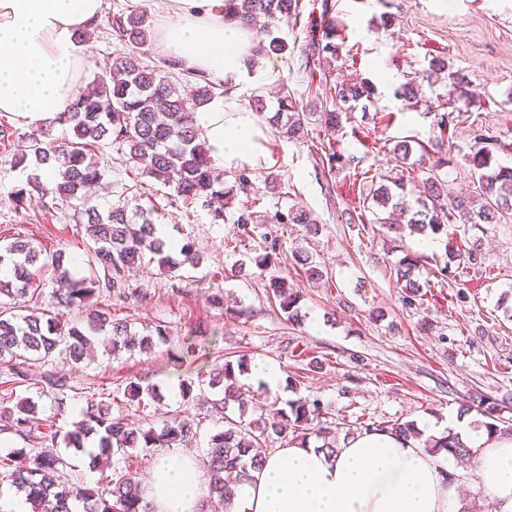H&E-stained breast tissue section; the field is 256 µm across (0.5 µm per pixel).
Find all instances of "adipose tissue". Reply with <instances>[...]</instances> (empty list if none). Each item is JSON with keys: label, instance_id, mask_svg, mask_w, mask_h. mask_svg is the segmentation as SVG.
I'll return each instance as SVG.
<instances>
[{"label": "adipose tissue", "instance_id": "adipose-tissue-1", "mask_svg": "<svg viewBox=\"0 0 512 512\" xmlns=\"http://www.w3.org/2000/svg\"><path fill=\"white\" fill-rule=\"evenodd\" d=\"M103 0H0V114L48 126L72 105L86 60L79 34L94 30ZM158 32L165 54L208 77L239 79L251 46L245 29L224 22L223 0H168ZM218 169L255 164L263 133L252 111L215 98L196 113ZM474 448L476 485L492 512H512V437L451 424ZM442 457L414 439L368 432L335 456L291 443L240 485V512H451L462 498ZM203 475L189 453L161 456L148 494L157 512H199Z\"/></svg>", "mask_w": 512, "mask_h": 512}]
</instances>
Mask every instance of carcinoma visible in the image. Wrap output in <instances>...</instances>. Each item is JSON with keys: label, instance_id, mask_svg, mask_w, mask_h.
Masks as SVG:
<instances>
[{"label": "carcinoma", "instance_id": "cac0c4a2", "mask_svg": "<svg viewBox=\"0 0 512 512\" xmlns=\"http://www.w3.org/2000/svg\"><path fill=\"white\" fill-rule=\"evenodd\" d=\"M302 0H224V21L238 23L251 31L256 53H282L286 45L271 36L278 25L298 22ZM333 0H322L319 16L306 22L309 49L302 52L304 68L314 72L338 54L337 27ZM109 25L113 33L128 43L132 50L105 62L102 72L81 92L68 112L53 123L66 127L70 133L53 136L50 128L35 130L25 138L18 163L29 172L14 186L7 199L21 210L33 199L56 210H74L86 217L90 273L82 275L71 269V262L57 252L46 256L33 242L16 237L0 247V297L11 300V306L0 308V366L9 370L11 382L29 381V367L46 363L55 354L68 362L79 364L92 353L95 340L101 335L111 337L112 355L139 351L151 353L168 342V331L156 325L145 334L131 331V325L114 319L106 308L93 306V301L126 299L133 294L128 275L134 269L156 263L175 273L185 266L196 267L201 261L193 242L173 248L156 235L151 213L126 206L111 205L100 209L89 204L88 191L97 189L112 194V181L101 167L97 153L108 145L121 155L122 162L132 166L137 182L148 186L161 185L172 196L185 202H209L214 198L227 201L251 188L250 171L244 168L231 175L215 168L208 154L200 128L189 120L212 99L228 94L229 88L213 82L201 71L185 68L171 58L157 63L146 62L140 52L151 41V30L142 15L118 11ZM444 75L451 86L464 83L465 76L448 68L443 59L431 60L422 81L434 85ZM374 95L368 81L340 84L333 105L320 113L321 124L334 130L342 123V114L351 111L348 103ZM308 113L303 104L283 84L278 106L267 122L280 137L299 140L305 135ZM477 148L464 156L471 166L474 191L455 196L448 189L442 169L453 159L442 155L443 140L432 144L400 140L392 149L398 176L388 183L371 185L370 199L382 208H390L406 217L404 224H390L388 230L403 238L404 233L433 234L446 224H509L512 222V167L493 162V152L500 149L494 136H476ZM420 159L434 156L430 168L421 179L423 195L412 202L406 191L408 161L414 152ZM301 224L306 234L319 231L317 220L300 208L286 212H267L262 219L254 213L241 212L236 223ZM420 267L419 257L408 253L394 267L396 284L403 288V299L412 306L420 297V285L414 273ZM52 270L51 290L43 273ZM271 297L278 302L290 323L300 320L299 295L284 277L269 279ZM250 364L243 356L235 362L216 363L209 372L208 386L217 395L214 407L224 412V429L208 441L207 473L211 498L233 512V485L253 479L271 454L268 443L276 439H299L307 442L314 436L327 455H336L332 426L321 421L320 401L299 398L288 403L289 410L274 409L267 417L245 422L249 406L246 387L239 376L248 372ZM39 390L58 396L63 404L64 393L70 389L67 377L45 373L37 380ZM128 396L159 398L153 384L130 383ZM237 405L239 417L227 414L230 404ZM488 418L484 427L490 432L512 436V425L495 422L497 405L488 398L471 400L460 405L459 413L472 411ZM38 403L20 401L10 414L6 429L34 444L38 452L25 464L14 466L0 459V487L3 485L25 495L31 512H154L147 502L141 484L130 471L103 476L105 484L98 491L72 482L66 477V461L57 453L43 451L41 446L61 442L77 451L85 447L88 436L98 437L97 459L110 462L112 456L138 448H165L193 440L194 421L188 418L163 419L144 427L112 417L111 405L101 401L87 402L84 418L74 429L61 432L55 418L37 421ZM368 432H388L404 438L421 439V431L411 422L390 425L367 424ZM423 440V439H421ZM424 447L437 454L445 451L463 461L473 454L453 433L439 439L423 440Z\"/></svg>", "mask_w": 512, "mask_h": 512}]
</instances>
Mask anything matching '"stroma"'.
Returning a JSON list of instances; mask_svg holds the SVG:
<instances>
[{
  "instance_id": "stroma-1",
  "label": "stroma",
  "mask_w": 512,
  "mask_h": 512,
  "mask_svg": "<svg viewBox=\"0 0 512 512\" xmlns=\"http://www.w3.org/2000/svg\"><path fill=\"white\" fill-rule=\"evenodd\" d=\"M339 57L331 84L370 80L375 95L367 109L349 112L334 133L338 152L350 163L328 170L316 150L325 129L317 118L323 102L310 86L301 52L308 46L304 25L281 26L278 35L288 48L262 56L270 73L263 80L233 83L230 101L250 106L262 96L263 122L274 111V91L287 85L306 105L310 117L306 138H279L264 124V151L252 167L253 187L224 207V221H212L202 203L172 201L167 188L149 192L132 181L112 147H103L100 162L114 183L108 201L113 205L154 209L156 223L170 237L194 241L202 255L199 266L177 273L151 265L133 271L129 284L136 294L113 300L114 317L136 329L166 325L169 342L153 354L112 357L103 344L80 366L55 356L43 364L46 372L69 376L72 385L65 413H58L52 397L40 395L28 383L5 393L0 387V412L23 397L39 402L40 417L55 416L57 426L69 429L82 420L87 397L111 393L113 416L141 425L159 418L188 417L196 436L189 445L205 457L212 434L224 422L209 402L184 401L182 382L202 387L212 365L224 359L246 357L251 364L271 363L280 369L283 386L273 393L242 375L253 401L247 420L266 416L271 405L286 407L300 397L321 399L325 420L335 423L337 440L346 432H359L361 423L414 422L419 429L446 426L456 417L461 401L485 395L496 402L503 420H512V224L445 226L435 239L437 249L422 246L423 236H405L393 246L387 229L379 225L385 209L363 208L370 177L386 175L394 167L391 150L401 140L428 141L433 119L424 107H406L394 88L381 84L394 75L404 84L426 69L434 58L447 61L451 70L464 73L463 90L469 103L462 108L445 104L454 115L448 144L454 161L448 167L451 190L468 189L472 176L462 159L474 147L478 133L499 136L504 148L496 152L501 164L512 165V0H335ZM131 0H104V15L96 25V38L79 88L99 73L104 60L125 52V45L108 27L107 15L115 7H130ZM390 14L382 24V14ZM16 146L0 144V246L13 237H29L44 252L61 251L75 260V269L88 270L84 220L38 204L17 210L5 195L24 177L15 163ZM275 183H268L267 175ZM302 207L319 222L317 236H306L298 224H252L240 228L241 211L265 212ZM363 213L361 224H348L344 213ZM272 241L280 253L278 270L300 294L299 324L288 323L266 292L268 271L256 268L251 258L263 241ZM480 243L482 262L461 264L454 278L434 275L446 251L467 250ZM304 249L322 270L311 278L292 254ZM419 256L416 279L424 295L422 304L406 305L402 290L390 273L405 253ZM223 289L226 307L209 297ZM381 318H372V311ZM201 349L181 358L190 343ZM155 384L159 400L137 403L126 398L129 383Z\"/></svg>"
}]
</instances>
